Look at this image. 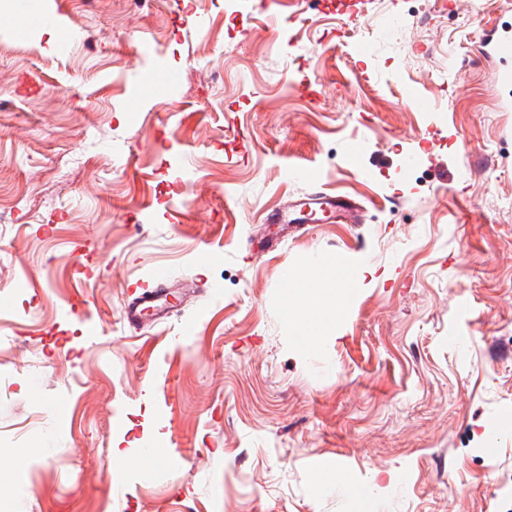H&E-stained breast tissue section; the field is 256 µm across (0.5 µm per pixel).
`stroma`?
<instances>
[{
  "mask_svg": "<svg viewBox=\"0 0 512 512\" xmlns=\"http://www.w3.org/2000/svg\"><path fill=\"white\" fill-rule=\"evenodd\" d=\"M348 2L0 0V41L29 50L0 56V512H512V86L479 57L487 31L512 37V6L400 41L413 0ZM55 11L98 51H60L34 22ZM453 51L476 57L466 76ZM485 152L498 168L473 182ZM295 167L409 205L304 225L245 265ZM312 259L349 292L310 350L282 301ZM159 268L215 292L132 334L122 303ZM148 448L172 449L167 481Z\"/></svg>",
  "mask_w": 512,
  "mask_h": 512,
  "instance_id": "35a3bbf8",
  "label": "stroma"
}]
</instances>
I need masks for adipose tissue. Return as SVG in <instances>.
Returning a JSON list of instances; mask_svg holds the SVG:
<instances>
[{"instance_id": "ef3b65f1", "label": "adipose tissue", "mask_w": 512, "mask_h": 512, "mask_svg": "<svg viewBox=\"0 0 512 512\" xmlns=\"http://www.w3.org/2000/svg\"><path fill=\"white\" fill-rule=\"evenodd\" d=\"M299 280L309 290L298 304L284 298L283 315L289 323L303 328L306 346L311 349L341 314L347 279L341 269L316 260L301 270Z\"/></svg>"}]
</instances>
